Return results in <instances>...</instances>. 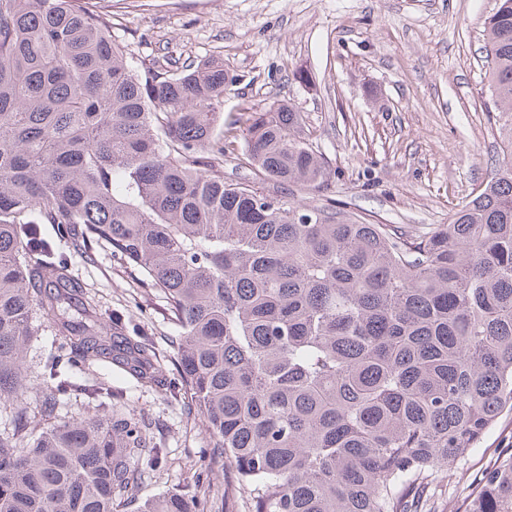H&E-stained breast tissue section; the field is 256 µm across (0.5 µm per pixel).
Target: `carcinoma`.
<instances>
[{
    "mask_svg": "<svg viewBox=\"0 0 512 512\" xmlns=\"http://www.w3.org/2000/svg\"><path fill=\"white\" fill-rule=\"evenodd\" d=\"M91 0H0V512H116L158 461L133 416L60 419L62 368L108 361L182 395L252 512H422L424 490L512 411V0L485 21L507 161L420 235L224 180V155L311 190L326 169L286 103L221 112L224 63L135 68ZM106 243L175 316L176 376L81 300L41 226ZM63 336L23 400L33 311ZM463 512H512V454ZM136 512H192L168 493Z\"/></svg>",
    "mask_w": 512,
    "mask_h": 512,
    "instance_id": "cac0c4a2",
    "label": "carcinoma"
}]
</instances>
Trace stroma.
Listing matches in <instances>:
<instances>
[{"label":"stroma","mask_w":512,"mask_h":512,"mask_svg":"<svg viewBox=\"0 0 512 512\" xmlns=\"http://www.w3.org/2000/svg\"><path fill=\"white\" fill-rule=\"evenodd\" d=\"M112 39L134 62L164 69L205 59L224 62L232 81L225 115L286 102L330 174L323 188L278 187L285 200L330 206L358 224H398L413 233L449 223L502 162L501 121L493 107L484 21L496 0H97ZM305 70L307 81L295 79ZM102 315L121 313L132 339L150 344L163 375L176 369L178 325L163 295L109 248L91 255L55 246ZM28 380L40 375L59 338L53 316L33 313ZM78 383L104 381L116 408L150 427L161 463L144 470L139 498L187 493L197 512H250L234 471L206 451L197 416L162 386L104 365L73 369ZM512 453V412H504L449 479L435 484L425 512H458L476 480ZM205 474L196 483L197 474Z\"/></svg>","instance_id":"obj_1"}]
</instances>
